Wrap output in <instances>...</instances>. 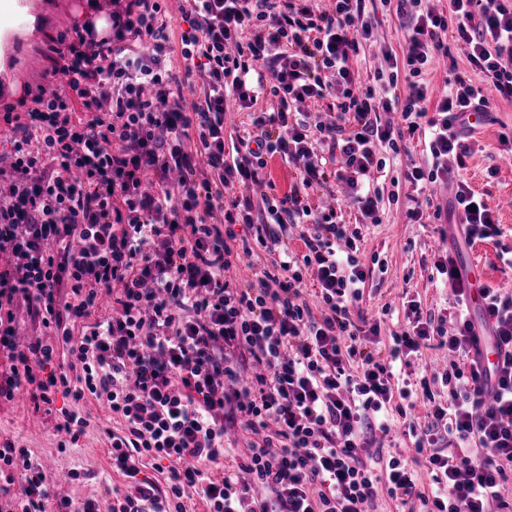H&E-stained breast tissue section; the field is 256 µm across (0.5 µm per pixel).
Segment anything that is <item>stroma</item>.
Segmentation results:
<instances>
[{"label": "stroma", "instance_id": "obj_1", "mask_svg": "<svg viewBox=\"0 0 512 512\" xmlns=\"http://www.w3.org/2000/svg\"><path fill=\"white\" fill-rule=\"evenodd\" d=\"M37 18L34 32L18 30L9 40L4 72L8 82L37 83L43 68L39 50L49 35L70 26L77 17L76 0H33ZM376 40L366 46L358 59L360 68L370 71L384 67L383 51L401 52L407 29L388 7L376 9ZM468 74L475 86H483L481 74L472 71L465 54L456 43H449L447 57L434 63L427 78L430 99L427 108L448 90L453 73ZM490 114L477 126L466 142L471 151L465 161L448 158V180L434 188L433 202L442 209L440 219L424 224L407 221L413 190L407 185H394L400 173L399 163H387L378 175L384 198L380 205L379 223L370 225L362 243V258L378 257L379 262L365 284L360 309L369 317H382L380 348H388L393 333L406 323V303L420 301L424 312L451 320V291L434 280V257L448 252L459 269L476 268L483 282L492 288L512 283V267L498 259L500 252L512 251V151L500 141L502 134L512 131V100L491 99ZM467 182L494 209L502 234L492 240L466 242L463 232L465 216L452 205L453 186ZM81 408L88 414L90 425L77 446L62 450L60 434L55 429V414L34 412L31 402L19 398L0 402V441L15 442L29 449L43 471L57 484L58 495L73 502L97 501L101 512H108L112 502L110 491L121 486L122 479L111 468L110 449L101 433L111 426L112 418L102 402L85 400ZM81 471L80 479L68 476Z\"/></svg>", "mask_w": 512, "mask_h": 512}]
</instances>
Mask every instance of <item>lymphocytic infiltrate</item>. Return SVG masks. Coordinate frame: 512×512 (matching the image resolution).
Listing matches in <instances>:
<instances>
[{
  "mask_svg": "<svg viewBox=\"0 0 512 512\" xmlns=\"http://www.w3.org/2000/svg\"><path fill=\"white\" fill-rule=\"evenodd\" d=\"M395 2L410 23L406 48L366 80L353 67L374 37L366 0H112L108 12L87 0L83 19L49 38L42 83L23 84L0 115V400L23 392L48 412L69 399L56 428L73 446L89 425L80 403L105 402L124 480L110 512H186L193 495L205 512H371L382 488L427 512L512 506L501 494L512 476V296L473 288L452 257L439 259L454 328L412 300L408 325L380 352L379 325L355 311L362 228L337 220L345 206L378 223L374 174L405 136H425V162L401 173L413 187L447 179L449 155L468 156L484 89L454 74L430 110L426 75L452 28L487 87L512 100V0H450L447 14L433 0ZM323 101L340 117L316 129L309 108ZM231 105L246 128H227ZM276 156L300 164L281 196L267 172ZM335 181L342 198L313 207L310 191ZM234 183L240 195L225 199ZM454 202L467 240L499 236L467 183ZM261 249L277 252L269 267L227 278ZM475 289L504 352L492 366L479 358ZM106 300L111 315L92 320ZM20 306L41 335L19 338ZM434 338L450 357L442 400L426 379L418 397L395 385ZM420 399L424 425L407 417ZM395 416L425 457L431 494L404 460L380 471L360 455ZM238 430L253 435L242 453L226 442ZM0 512L99 505L56 495L28 449L6 441Z\"/></svg>",
  "mask_w": 512,
  "mask_h": 512,
  "instance_id": "lymphocytic-infiltrate-1",
  "label": "lymphocytic infiltrate"
}]
</instances>
